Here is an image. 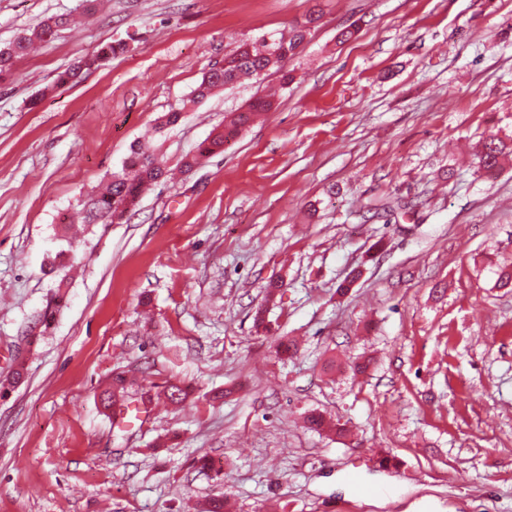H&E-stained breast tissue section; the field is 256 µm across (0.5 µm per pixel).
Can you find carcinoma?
<instances>
[{"label": "carcinoma", "instance_id": "cac0c4a2", "mask_svg": "<svg viewBox=\"0 0 512 512\" xmlns=\"http://www.w3.org/2000/svg\"><path fill=\"white\" fill-rule=\"evenodd\" d=\"M70 16L58 15L47 17L36 27L24 30L13 41L0 46V77L13 70L15 62L25 56L36 42H47L54 39L60 31L68 27ZM317 21L311 14L307 25L289 31L288 36L273 38L267 42L263 38L255 42H242L236 51L224 59V65L211 68L194 89L192 100L204 99L219 88L237 83L242 77L249 76L261 80L272 72L282 73V80L288 84L293 80L289 72L283 70V63L295 56L306 40L308 25ZM117 49H124V44H106L98 50L81 57L72 68L60 77L65 83L83 71L97 68L101 62L112 56ZM273 100L258 97L247 109L233 112L225 117L224 126L215 129L210 137L198 146L192 156L186 157L183 166L192 169L216 154L224 152L229 139L235 138L249 125L258 111H269ZM512 156V144L503 141L485 140L478 153L479 167L494 173L501 167L504 158ZM166 180V172L158 162L150 147L135 143L130 147L129 154L123 162L121 170L110 174L103 186L92 191L81 201L78 212L82 224H119L136 208L143 192ZM131 382L127 376L117 373L112 378L111 390L105 392V407H123L128 401Z\"/></svg>", "mask_w": 512, "mask_h": 512}]
</instances>
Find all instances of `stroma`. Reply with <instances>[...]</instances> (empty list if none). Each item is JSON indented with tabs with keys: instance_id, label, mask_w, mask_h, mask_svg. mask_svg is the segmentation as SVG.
<instances>
[{
	"instance_id": "1",
	"label": "stroma",
	"mask_w": 512,
	"mask_h": 512,
	"mask_svg": "<svg viewBox=\"0 0 512 512\" xmlns=\"http://www.w3.org/2000/svg\"><path fill=\"white\" fill-rule=\"evenodd\" d=\"M79 4L0 0V45L81 15L0 81V512H512V159L489 176L476 157L512 140V0ZM312 12L293 83L191 102L240 42ZM272 87L271 112L185 170ZM148 136L173 179L68 241ZM282 336L300 342L283 360ZM122 370L152 397L124 432L101 402ZM312 409L347 435L306 428ZM117 48L124 50L125 46L122 43H109L90 54H86L81 57L72 68L61 75L60 82L65 83L83 71H90L97 68L104 59L111 57L112 53H114Z\"/></svg>"
}]
</instances>
